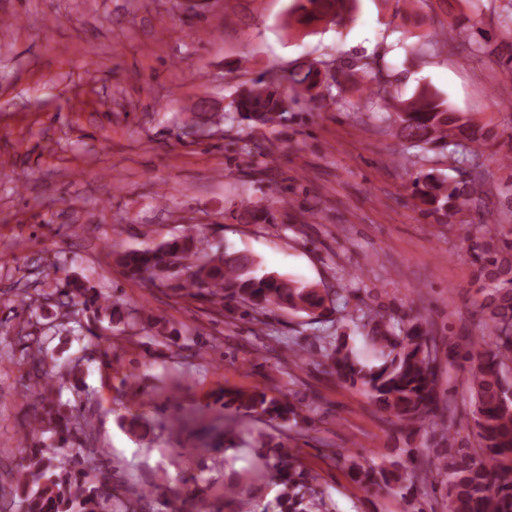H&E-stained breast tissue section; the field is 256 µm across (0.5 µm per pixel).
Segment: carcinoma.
Instances as JSON below:
<instances>
[{
	"label": "carcinoma",
	"mask_w": 512,
	"mask_h": 512,
	"mask_svg": "<svg viewBox=\"0 0 512 512\" xmlns=\"http://www.w3.org/2000/svg\"><path fill=\"white\" fill-rule=\"evenodd\" d=\"M358 0H291L289 16L302 26L327 20L335 24L352 19ZM353 76V71L323 63L309 66L301 77L266 71L239 86L231 102L239 123L273 128L286 119L294 98H316L313 91L325 82ZM290 84L294 97L283 91ZM384 99L398 135L411 147L432 146L448 152V158L463 166L462 179L449 182L427 172L413 182L411 197L423 211L442 224L469 207L479 195L483 171L478 162L491 137L489 124L467 112H458L428 88L405 100L393 96L389 83L369 90L366 107L374 97ZM489 241L475 246L478 262L476 280L483 294L479 305L481 322L489 336H433L419 321L393 323L384 315L368 310L361 328L377 363L370 365L348 347L346 336L322 337L317 352L320 365L337 381L360 386L378 410L386 413L398 430L417 433L441 427L442 438L453 447L458 435L456 407L441 403L438 379L441 358L461 359L466 366L465 391L469 398L468 416L474 442L455 450L451 461L432 470L414 454L391 460L379 469L349 461L356 482L363 485L428 482L441 487L447 512H512V239L497 224H478ZM121 273L147 286L165 287L173 295L224 307L237 302L245 312L262 314L273 308H286L310 317L340 313V299L348 288H321L283 278L275 272L258 274L261 263L254 256L213 249L198 231L141 249L125 250L116 259ZM54 267L49 284L53 291L32 296L18 295L29 309L37 311L43 301L58 295L62 301L56 328L67 329L72 322L69 308L81 311L95 321L134 327L139 310H125L109 299L106 292L88 287L66 274L58 276ZM46 337L24 335L17 342L26 351L33 370L26 394L40 405L33 423L18 441L22 456L13 470L12 499L18 512H135L137 501L118 496L101 481L97 470L77 463L62 453L75 447L79 433H87L88 421L80 404L54 401L49 393L54 385L44 381L47 358ZM224 410H234L271 421L298 423L301 409L288 396L270 395L265 390L224 389L214 397ZM214 448H234V428L224 423L212 444ZM254 471L255 478L279 487L276 497L262 510L249 499L238 500L237 512H327L318 490V478L290 457L272 463L266 455Z\"/></svg>",
	"instance_id": "cac0c4a2"
}]
</instances>
